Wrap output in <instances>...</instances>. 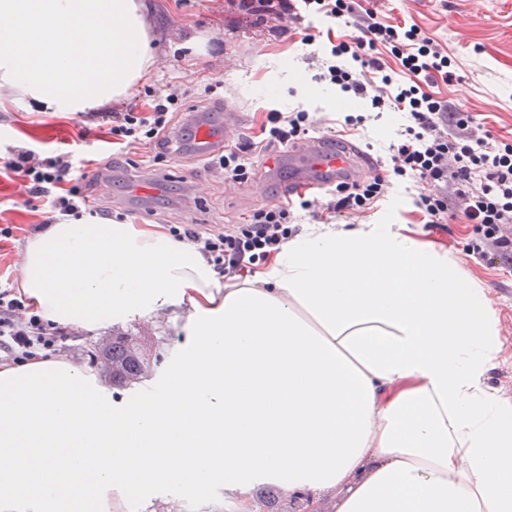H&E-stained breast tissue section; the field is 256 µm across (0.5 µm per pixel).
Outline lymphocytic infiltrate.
<instances>
[{
  "mask_svg": "<svg viewBox=\"0 0 512 512\" xmlns=\"http://www.w3.org/2000/svg\"><path fill=\"white\" fill-rule=\"evenodd\" d=\"M322 16L354 29V36L332 45L318 65L316 80L341 86L370 101L372 108L401 112L404 128L388 146L380 171L366 180L337 185L324 199L300 195L280 205L253 212L248 223L228 224L215 231L200 224H174L169 231L178 240L193 243L219 278L230 280L251 272L296 234V211L328 221L344 214H362L382 200L394 180L410 178L425 185L414 204L427 228L439 229L447 219L463 215L467 223L483 228L472 252L487 262L512 261V138L495 136L464 106L431 93L436 80L451 83L458 76L447 52L417 25L383 21L361 0H290L278 21L295 25L306 17ZM387 48L399 63L388 71L379 57ZM187 92L179 83L151 92L145 107L129 106L107 113L114 144L122 154L156 145L168 150V135L180 128L188 139L190 125L182 121ZM308 112L270 110L261 131L267 146H285L305 139L316 128ZM254 143L210 155V170L228 185L253 181ZM87 162L71 150H41L13 146L0 156V170L19 180L25 204L45 211V221L60 224L83 217L108 219V205H89ZM63 331L32 312L15 289L0 286V358L25 362L55 352Z\"/></svg>",
  "mask_w": 512,
  "mask_h": 512,
  "instance_id": "lymphocytic-infiltrate-1",
  "label": "lymphocytic infiltrate"
}]
</instances>
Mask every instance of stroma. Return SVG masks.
<instances>
[{
	"instance_id": "1",
	"label": "stroma",
	"mask_w": 512,
	"mask_h": 512,
	"mask_svg": "<svg viewBox=\"0 0 512 512\" xmlns=\"http://www.w3.org/2000/svg\"><path fill=\"white\" fill-rule=\"evenodd\" d=\"M153 61L148 73L124 98V105L142 104L150 91L162 89L168 78H177L187 89V105L210 103V113L223 117L225 110L240 113L241 124L234 142L257 139L269 110H304L320 119V135L357 141L373 158L386 155L390 142L401 131L400 114L375 112L364 102L342 92L330 82L313 78V58L323 57L332 41L345 39L341 25L318 23L312 42L300 33L275 30L271 23L249 25L243 10L229 0H139ZM383 17L415 24L433 37L453 58L460 82L438 83L434 90L451 103L464 105L477 118L487 119L494 133L512 134V0H376ZM357 117L354 125L345 116ZM87 127V140H80V127ZM109 125L102 110L87 116L68 112H40L26 101L0 96V154L6 147L31 145L44 150L86 151L88 178L109 172L112 184L103 193L114 212L126 214L131 224H204L218 229L241 224L259 208L276 203L288 190L292 176L288 167L274 161L275 150L256 154L262 171L263 189L241 186L228 196L224 185L209 171L204 160L193 156H170L163 161L159 193L145 201L128 197L126 189L137 171L126 167L111 170ZM205 184L203 201H196L192 188ZM422 190L413 180L393 184L387 198L374 204L359 221L363 224H401L438 251L458 257L467 275L478 282L497 313L502 350L487 382L503 400L512 404V264L485 265L470 255L467 246L479 241L481 227L456 219L445 231L425 228L414 206ZM40 213L23 203L20 186L9 174H0V225H12V239L0 241V281L16 285L20 258L32 238L31 227ZM124 332L142 336L155 352L174 345L180 338L179 324L172 320L134 319L124 325H108L85 331L66 348V355L94 372L103 386H111L102 361L92 359L94 345ZM255 512H334L333 499L312 503L310 496L284 494L281 489L257 486L253 492Z\"/></svg>"
}]
</instances>
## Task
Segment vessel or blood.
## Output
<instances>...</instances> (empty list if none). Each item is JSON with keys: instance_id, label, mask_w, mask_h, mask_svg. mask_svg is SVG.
<instances>
[{"instance_id": "obj_1", "label": "vessel or blood", "mask_w": 512, "mask_h": 512, "mask_svg": "<svg viewBox=\"0 0 512 512\" xmlns=\"http://www.w3.org/2000/svg\"><path fill=\"white\" fill-rule=\"evenodd\" d=\"M238 125L233 112H225L224 124L220 129L210 125L199 126L196 140L201 147L213 144L227 145ZM289 165L300 169L296 189L300 192H321L335 188L340 182L362 176L374 161L356 143L345 141L335 143L326 137L290 147L287 151Z\"/></svg>"}]
</instances>
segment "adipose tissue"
<instances>
[{
    "mask_svg": "<svg viewBox=\"0 0 512 512\" xmlns=\"http://www.w3.org/2000/svg\"><path fill=\"white\" fill-rule=\"evenodd\" d=\"M152 49L138 0H0V88L47 112L124 98ZM18 291L55 324L182 318L134 395L63 357L0 362V512L329 493L336 512H512L496 311L400 224L310 225L223 285L160 224H52Z\"/></svg>",
    "mask_w": 512,
    "mask_h": 512,
    "instance_id": "1",
    "label": "adipose tissue"
}]
</instances>
